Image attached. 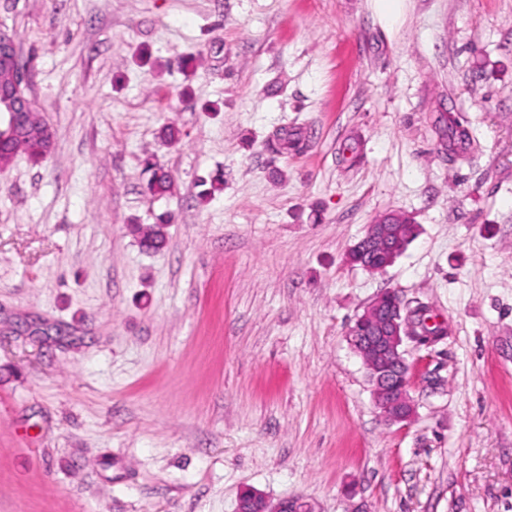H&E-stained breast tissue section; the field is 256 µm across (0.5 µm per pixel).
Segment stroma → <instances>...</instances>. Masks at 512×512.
<instances>
[{
	"mask_svg": "<svg viewBox=\"0 0 512 512\" xmlns=\"http://www.w3.org/2000/svg\"><path fill=\"white\" fill-rule=\"evenodd\" d=\"M1 26L54 139L0 170V512H512V0H0ZM389 212L416 238L349 263ZM386 290L447 330L404 343L407 422L347 338ZM255 494L254 501L259 500L258 511L259 512H313L309 502L300 499H285L277 504H272L265 496L252 491Z\"/></svg>",
	"mask_w": 512,
	"mask_h": 512,
	"instance_id": "35a3bbf8",
	"label": "stroma"
}]
</instances>
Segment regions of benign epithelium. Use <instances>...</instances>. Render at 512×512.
<instances>
[{
	"label": "benign epithelium",
	"instance_id": "benign-epithelium-1",
	"mask_svg": "<svg viewBox=\"0 0 512 512\" xmlns=\"http://www.w3.org/2000/svg\"><path fill=\"white\" fill-rule=\"evenodd\" d=\"M10 72L11 84L0 86V139L13 137L20 129L42 137L52 129L45 124L32 99L26 93L28 73L21 65L13 36L0 28V70ZM412 221L399 213H388L367 226L364 236L349 253V260L372 272L390 266L407 245ZM415 324L400 308L384 303L377 296L355 319L349 329V342L362 358L373 386L376 407L391 421L409 420L414 405L409 396V364L403 348L405 339L413 336ZM258 512H313L309 502L285 499L276 504L257 493Z\"/></svg>",
	"mask_w": 512,
	"mask_h": 512
}]
</instances>
